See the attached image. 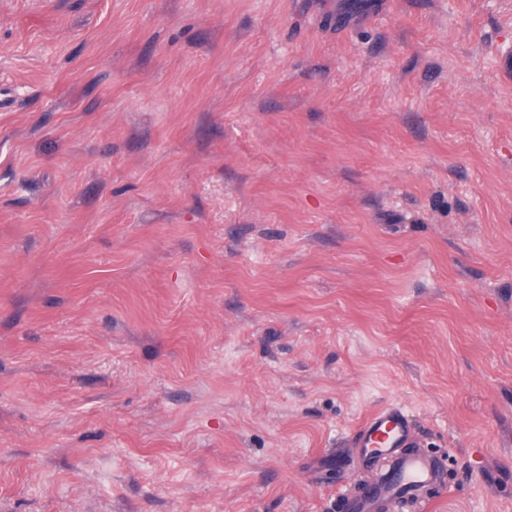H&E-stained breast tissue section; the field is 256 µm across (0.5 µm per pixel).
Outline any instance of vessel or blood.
Segmentation results:
<instances>
[{"instance_id": "obj_1", "label": "vessel or blood", "mask_w": 512, "mask_h": 512, "mask_svg": "<svg viewBox=\"0 0 512 512\" xmlns=\"http://www.w3.org/2000/svg\"><path fill=\"white\" fill-rule=\"evenodd\" d=\"M416 431L400 405L389 404L370 413L353 435V451L363 466L385 462V471L367 479L355 495L342 501L344 512H385L386 505L402 494L417 495L420 512H427L429 499L421 490L441 484L438 460L411 452Z\"/></svg>"}]
</instances>
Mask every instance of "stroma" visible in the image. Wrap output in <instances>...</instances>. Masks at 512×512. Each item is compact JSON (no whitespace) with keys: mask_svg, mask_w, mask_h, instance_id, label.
<instances>
[{"mask_svg":"<svg viewBox=\"0 0 512 512\" xmlns=\"http://www.w3.org/2000/svg\"><path fill=\"white\" fill-rule=\"evenodd\" d=\"M512 0H0V512H337L400 403L512 512Z\"/></svg>","mask_w":512,"mask_h":512,"instance_id":"1","label":"stroma"}]
</instances>
